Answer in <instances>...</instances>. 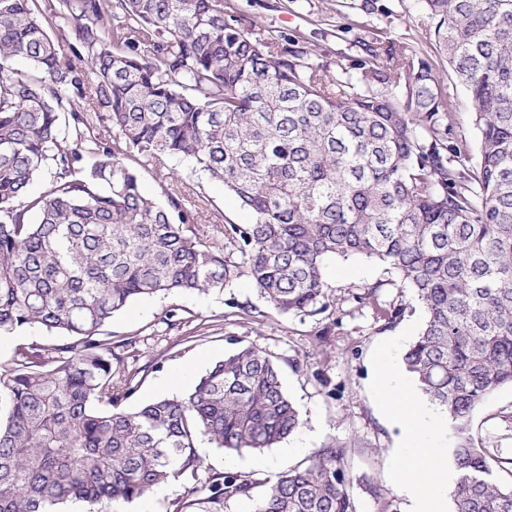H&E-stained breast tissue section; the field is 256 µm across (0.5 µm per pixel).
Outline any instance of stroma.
<instances>
[{
	"mask_svg": "<svg viewBox=\"0 0 512 512\" xmlns=\"http://www.w3.org/2000/svg\"><path fill=\"white\" fill-rule=\"evenodd\" d=\"M247 21L274 35L303 37L307 48L327 60L333 73L351 70L362 57L363 44L375 39L407 42L427 60L448 96L452 137H466L476 147L474 107L455 79L435 39L436 22L423 0H233ZM142 191L156 202L168 188L179 190L195 213V229L206 246L224 247V227L248 224L252 214L221 181L195 170L184 158L168 162L170 178H159L151 162H135ZM325 278L334 304L317 315H280L271 310L247 277L223 290L169 292L133 301L108 326L121 361L115 374L136 373L139 387L126 400L132 408L160 393L165 381L183 367L194 377L223 359L236 344L255 345L276 357L282 381L298 407L303 424L282 447L266 456L241 455L231 463L222 449L199 439L196 480L225 471L274 480L278 470L296 464L320 448H345L348 477L358 512H406V500L395 481L401 460L399 428L386 416L377 386L376 363L398 335L412 342L424 323L420 301L405 288L397 273L363 257H333ZM380 283L376 298L361 299L363 286ZM404 307L405 316L391 328L380 329L378 303ZM174 316L167 327L165 316ZM473 433L484 446L512 457V386L493 393L473 415ZM192 479L182 477L132 502V512H177Z\"/></svg>",
	"mask_w": 512,
	"mask_h": 512,
	"instance_id": "stroma-1",
	"label": "stroma"
}]
</instances>
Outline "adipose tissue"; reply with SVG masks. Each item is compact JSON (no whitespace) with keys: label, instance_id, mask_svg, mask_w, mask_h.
<instances>
[{"label":"adipose tissue","instance_id":"ef3b65f1","mask_svg":"<svg viewBox=\"0 0 512 512\" xmlns=\"http://www.w3.org/2000/svg\"><path fill=\"white\" fill-rule=\"evenodd\" d=\"M377 385L388 400L389 412L402 428L408 462L396 472L395 479L410 503V512H442L448 496V462L436 446L431 430L434 412L412 394L400 376L392 354H384L379 363Z\"/></svg>","mask_w":512,"mask_h":512}]
</instances>
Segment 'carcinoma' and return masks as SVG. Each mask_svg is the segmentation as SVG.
I'll return each instance as SVG.
<instances>
[{"label":"carcinoma","mask_w":512,"mask_h":512,"mask_svg":"<svg viewBox=\"0 0 512 512\" xmlns=\"http://www.w3.org/2000/svg\"><path fill=\"white\" fill-rule=\"evenodd\" d=\"M30 2L0 0V335L38 324L64 341L0 364V512L130 503L195 475L201 437L229 455L276 447L302 420L268 353L239 347L187 392L124 408L135 375L114 377L105 327L138 298L241 276L280 314L323 313L336 256L381 262L423 304L403 364L453 432L452 512H512L503 461L472 429L512 385V0H424L474 105L473 166L406 43L368 42L357 75L336 76L299 37L244 24L230 0H60L63 43ZM96 121L111 138L87 137ZM87 154L100 160L86 168ZM173 156L253 213L224 225V252L189 234L179 194L144 196L125 163L162 170ZM45 169L49 188L28 196ZM404 313L377 310L385 327ZM256 485L219 473L183 507ZM253 512H357L345 449L279 472Z\"/></svg>","instance_id":"obj_1"}]
</instances>
